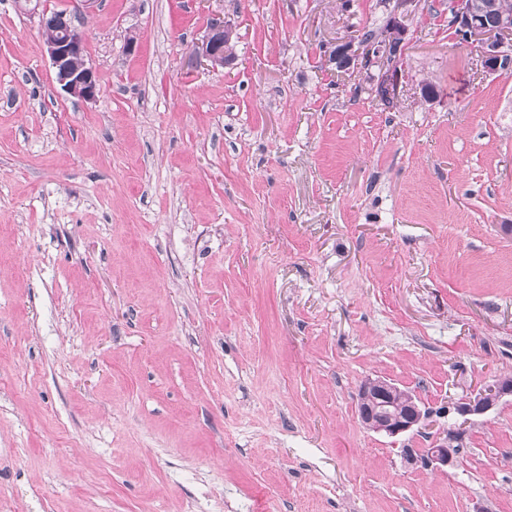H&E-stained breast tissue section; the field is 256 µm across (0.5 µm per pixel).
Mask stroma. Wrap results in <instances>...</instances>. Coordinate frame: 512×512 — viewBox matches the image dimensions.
<instances>
[{
  "label": "stroma",
  "instance_id": "obj_1",
  "mask_svg": "<svg viewBox=\"0 0 512 512\" xmlns=\"http://www.w3.org/2000/svg\"><path fill=\"white\" fill-rule=\"evenodd\" d=\"M0 0V512H512V69L409 0L399 92L336 44L376 0ZM236 59L193 63L211 15ZM135 39V50L126 42ZM439 96L425 101L421 81ZM432 423L366 430L368 377ZM43 28L44 20L40 18ZM72 24L66 14L52 13L45 16V33L42 35L46 52L55 79L61 89L68 95L83 101H95L98 93V79L95 69L89 64L85 53V35ZM75 31L66 37H61L69 30ZM489 389L490 396L480 393L452 404L453 412L463 419V423L470 421L472 416L483 415L492 410L505 397L512 399V382L508 380H499ZM458 432L445 431L442 436H437L431 443L430 448H426L422 460L436 466V468L452 467L455 464V454L453 453V443L457 439Z\"/></svg>",
  "mask_w": 512,
  "mask_h": 512
}]
</instances>
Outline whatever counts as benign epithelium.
Here are the masks:
<instances>
[{"mask_svg":"<svg viewBox=\"0 0 512 512\" xmlns=\"http://www.w3.org/2000/svg\"><path fill=\"white\" fill-rule=\"evenodd\" d=\"M407 2L409 0H381L379 6L386 12L384 40L372 47H357L352 42L337 44L331 56L336 67H374L379 72L383 87L392 94L396 93L402 55L391 51L390 42L395 40L401 47L408 42L407 14L402 12ZM448 11L451 15L450 29L456 36L464 41L473 38L481 43L480 65L485 71L494 73L512 67V14L501 15L498 28L490 31L484 25L476 0H448ZM232 37V26L224 22L223 17L212 18L205 35L192 49V61L213 68L224 66L231 60L227 43ZM42 39L61 89L83 101L96 100L98 79L87 60L84 33L77 29L65 37L44 34ZM395 390L397 387L393 383L382 378L363 381L358 391V415L366 429L395 437L418 430L429 419L430 412L421 408L419 401L412 396L406 398L402 406H397ZM490 390L489 396L480 393L452 404L453 412L466 423L470 417L492 410L504 398H512V382L508 380L497 381ZM456 439L457 432L445 431L425 450L423 460L438 468L454 466L453 443Z\"/></svg>","mask_w":512,"mask_h":512,"instance_id":"benign-epithelium-1","label":"benign epithelium"}]
</instances>
